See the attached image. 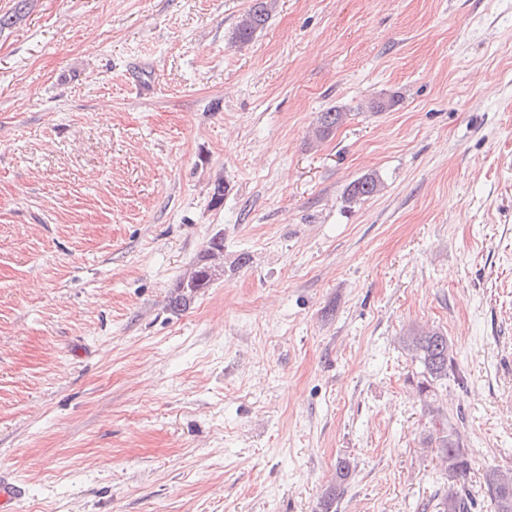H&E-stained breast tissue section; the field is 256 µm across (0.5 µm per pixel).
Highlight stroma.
Instances as JSON below:
<instances>
[{"label": "stroma", "instance_id": "obj_1", "mask_svg": "<svg viewBox=\"0 0 512 512\" xmlns=\"http://www.w3.org/2000/svg\"><path fill=\"white\" fill-rule=\"evenodd\" d=\"M0 0V512H442L512 472V0ZM397 95L392 110L369 100ZM346 122L321 141L320 112ZM377 173L383 190L346 202ZM229 191L211 208V187ZM224 277L172 312L215 234ZM247 265L236 266L239 255ZM455 375L421 395L403 339ZM250 8L241 16L233 32V42L247 45L255 34L267 24L275 7V0H253ZM407 346L422 368L421 393L429 395L437 386L448 381V369L454 364L448 338L439 331L411 332L406 337ZM435 448L442 461L447 463L448 474L459 485L448 488L443 505L444 512H472L473 499L467 487L465 478L470 469V460L458 431L451 426H444L438 432ZM352 476V468L348 461L340 460L336 465V481L330 486L320 502L319 512H335L333 506L337 498L344 492L345 487L349 484Z\"/></svg>", "mask_w": 512, "mask_h": 512}]
</instances>
